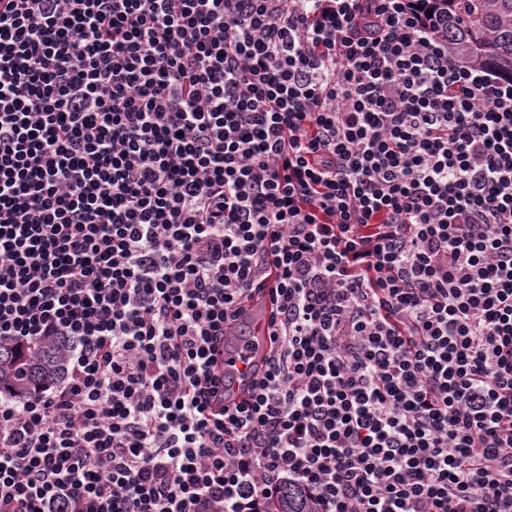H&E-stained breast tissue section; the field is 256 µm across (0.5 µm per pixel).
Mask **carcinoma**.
I'll list each match as a JSON object with an SVG mask.
<instances>
[{
	"label": "carcinoma",
	"mask_w": 512,
	"mask_h": 512,
	"mask_svg": "<svg viewBox=\"0 0 512 512\" xmlns=\"http://www.w3.org/2000/svg\"><path fill=\"white\" fill-rule=\"evenodd\" d=\"M438 13V31L448 50L466 61L491 63L512 76V0H432ZM20 354L0 348V389L23 393L32 386L55 379L64 365V354L46 349L18 365Z\"/></svg>",
	"instance_id": "carcinoma-1"
}]
</instances>
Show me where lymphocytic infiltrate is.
<instances>
[{
  "mask_svg": "<svg viewBox=\"0 0 512 512\" xmlns=\"http://www.w3.org/2000/svg\"><path fill=\"white\" fill-rule=\"evenodd\" d=\"M52 343L0 512H512V79L416 0H0V345ZM268 317L269 312H266L264 316L254 320L252 328L255 336H239L236 350L230 353L224 351V373L226 377L234 380V390L249 380L250 364L244 363L241 357L252 360V356H258L261 353Z\"/></svg>",
  "mask_w": 512,
  "mask_h": 512,
  "instance_id": "f902f5d3",
  "label": "lymphocytic infiltrate"
}]
</instances>
